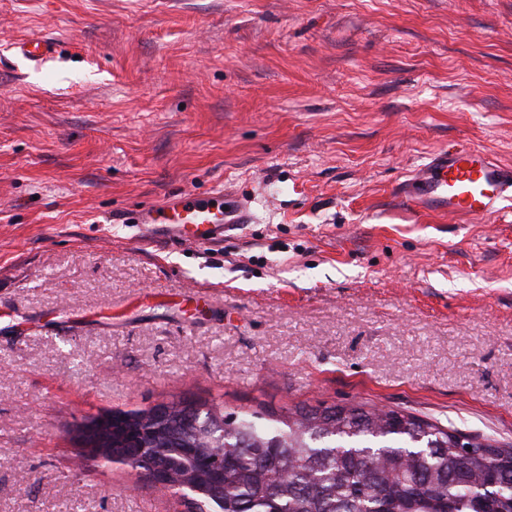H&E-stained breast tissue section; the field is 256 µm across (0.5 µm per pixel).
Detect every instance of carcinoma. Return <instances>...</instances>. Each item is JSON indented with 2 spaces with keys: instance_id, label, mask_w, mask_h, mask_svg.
<instances>
[{
  "instance_id": "1",
  "label": "carcinoma",
  "mask_w": 512,
  "mask_h": 512,
  "mask_svg": "<svg viewBox=\"0 0 512 512\" xmlns=\"http://www.w3.org/2000/svg\"><path fill=\"white\" fill-rule=\"evenodd\" d=\"M164 406L91 417L94 436L77 426L73 440L107 462L142 452L209 512H512V445L491 437L463 448L453 426L365 404L295 406L269 424L207 401ZM219 445L222 491L208 478Z\"/></svg>"
}]
</instances>
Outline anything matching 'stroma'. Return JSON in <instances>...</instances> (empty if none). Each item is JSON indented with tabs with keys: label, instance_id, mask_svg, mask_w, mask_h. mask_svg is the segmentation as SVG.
Segmentation results:
<instances>
[{
	"label": "stroma",
	"instance_id": "35a3bbf8",
	"mask_svg": "<svg viewBox=\"0 0 512 512\" xmlns=\"http://www.w3.org/2000/svg\"><path fill=\"white\" fill-rule=\"evenodd\" d=\"M459 142L512 167V0H0V512H184L68 435L174 396L512 443V203L400 194ZM180 190L248 220L134 223ZM19 49L23 56L35 62L43 61L54 51L53 45L41 36L31 37L22 42ZM245 216L224 193L200 197L189 192L172 193L159 204L148 203L138 210L137 224H146L152 235L162 239L195 243H219L224 234Z\"/></svg>",
	"mask_w": 512,
	"mask_h": 512
}]
</instances>
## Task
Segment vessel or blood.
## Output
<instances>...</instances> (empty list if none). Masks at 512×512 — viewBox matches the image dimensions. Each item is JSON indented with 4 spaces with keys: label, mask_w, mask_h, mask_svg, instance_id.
<instances>
[{
    "label": "vessel or blood",
    "mask_w": 512,
    "mask_h": 512,
    "mask_svg": "<svg viewBox=\"0 0 512 512\" xmlns=\"http://www.w3.org/2000/svg\"><path fill=\"white\" fill-rule=\"evenodd\" d=\"M27 59L39 62L52 54L44 37L22 42ZM408 197L414 207L451 215L491 216L506 193H512V168L498 164L485 152L466 146L437 153L408 181ZM138 223L162 239L195 243H219L244 216L224 194L201 197L189 192L172 193L158 204L148 203L138 211Z\"/></svg>",
    "instance_id": "obj_1"
}]
</instances>
